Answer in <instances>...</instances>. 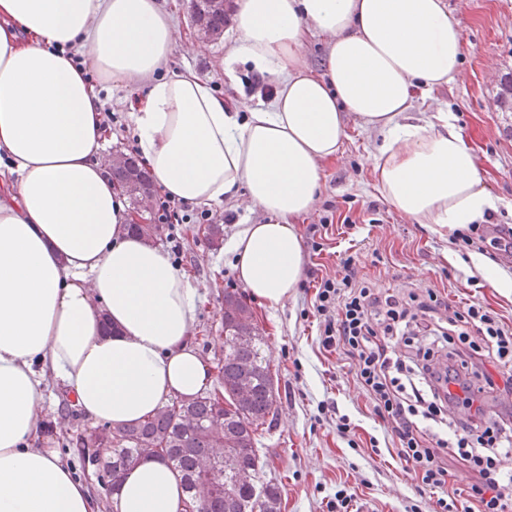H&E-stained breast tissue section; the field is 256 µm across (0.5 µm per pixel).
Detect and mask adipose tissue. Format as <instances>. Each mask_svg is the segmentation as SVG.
I'll use <instances>...</instances> for the list:
<instances>
[{
    "label": "adipose tissue",
    "instance_id": "ef3b65f1",
    "mask_svg": "<svg viewBox=\"0 0 512 512\" xmlns=\"http://www.w3.org/2000/svg\"><path fill=\"white\" fill-rule=\"evenodd\" d=\"M233 18L225 78L248 64L279 80L268 107L243 114L192 70L170 71L174 24L160 0H0V512H99L44 442L50 388L117 426L212 382L191 344L196 288L125 229L89 71L145 89L137 141L170 196L212 206L241 190L268 214L229 250L243 288L271 305L304 273L294 220L313 210L349 119L380 133L375 188L412 222L462 228L498 205L454 114L414 109L417 89L460 73L463 31L445 0H234ZM317 35L318 70L306 53ZM185 497L177 472L145 458L112 507L184 512Z\"/></svg>",
    "mask_w": 512,
    "mask_h": 512
}]
</instances>
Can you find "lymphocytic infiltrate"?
Listing matches in <instances>:
<instances>
[{
    "mask_svg": "<svg viewBox=\"0 0 512 512\" xmlns=\"http://www.w3.org/2000/svg\"><path fill=\"white\" fill-rule=\"evenodd\" d=\"M467 249L512 256V227L455 231ZM319 343L343 354L403 468L430 493L431 512H512V411L490 418L487 396L512 399V323L473 299L462 305L431 288L380 292L353 257L318 279ZM471 472L468 492L450 465Z\"/></svg>",
    "mask_w": 512,
    "mask_h": 512,
    "instance_id": "lymphocytic-infiltrate-1",
    "label": "lymphocytic infiltrate"
}]
</instances>
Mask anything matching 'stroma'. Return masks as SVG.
Returning a JSON list of instances; mask_svg holds the SVG:
<instances>
[{"instance_id": "35a3bbf8", "label": "stroma", "mask_w": 512, "mask_h": 512, "mask_svg": "<svg viewBox=\"0 0 512 512\" xmlns=\"http://www.w3.org/2000/svg\"><path fill=\"white\" fill-rule=\"evenodd\" d=\"M450 14L464 32V59L458 79L417 94L419 111L454 113L464 137L474 147L488 190L500 198L488 224L512 225V112L502 109L512 82V0H447ZM175 26L172 70L194 69L216 95L238 109L258 107L263 98L255 80L242 69L237 85L224 80V44L235 38L225 27L219 40L192 26L185 0H164ZM94 88L111 107L114 122L106 135L107 153L138 154L132 106L143 89L127 88L94 77ZM380 141L375 131L349 120L341 157L324 168V184L312 212L295 224H326L321 249L304 245L306 271L331 275L339 257L351 253L359 275L379 288L407 292L433 288L451 300L479 299L512 323V291L474 277L467 249L451 244L449 231L406 220L389 207L374 187L369 154ZM200 207H190L189 223L163 225L153 244L168 253L197 288L192 344L211 366L224 358V295L241 292L233 256L198 235ZM314 291L295 288L288 299L269 305L250 301L266 339L265 354L275 384L276 402L269 428L256 448L266 475L281 490V512H330L337 488L354 494L358 512H409L421 504L418 483L404 471L384 437L369 399L358 389L347 360L319 343ZM349 414L352 438L336 430L337 414ZM379 446H372V439Z\"/></svg>"}]
</instances>
